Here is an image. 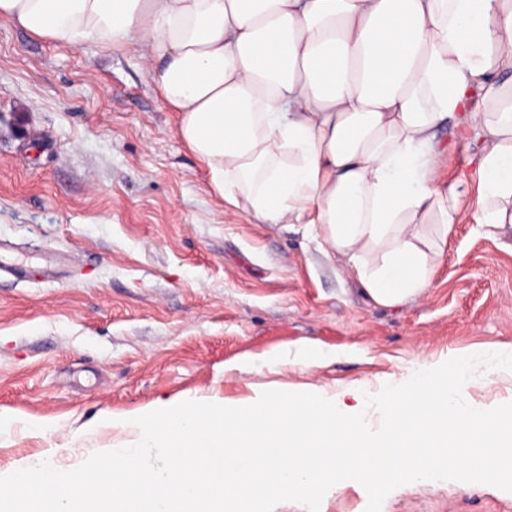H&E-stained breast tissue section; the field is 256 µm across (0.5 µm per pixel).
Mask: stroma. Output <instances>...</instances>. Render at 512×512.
I'll return each mask as SVG.
<instances>
[{
    "label": "stroma",
    "mask_w": 512,
    "mask_h": 512,
    "mask_svg": "<svg viewBox=\"0 0 512 512\" xmlns=\"http://www.w3.org/2000/svg\"><path fill=\"white\" fill-rule=\"evenodd\" d=\"M470 152L441 164L467 205ZM0 474L55 450L74 468L132 440L112 425L187 397L240 403L266 390L371 394L476 349L512 348V226L456 225L422 298L371 304L299 225L225 209L179 138L144 61L0 25ZM330 352L295 362L298 348ZM245 355L284 357L243 370ZM512 401V371L462 390ZM381 512H512V492L452 480L400 486Z\"/></svg>",
    "instance_id": "35a3bbf8"
}]
</instances>
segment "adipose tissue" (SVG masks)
Listing matches in <instances>:
<instances>
[{
  "instance_id": "obj_1",
  "label": "adipose tissue",
  "mask_w": 512,
  "mask_h": 512,
  "mask_svg": "<svg viewBox=\"0 0 512 512\" xmlns=\"http://www.w3.org/2000/svg\"><path fill=\"white\" fill-rule=\"evenodd\" d=\"M144 58L212 189L318 230L373 304L429 287L455 224L442 128L475 223L512 224V0H0V24ZM449 141H454L453 146L442 159L441 171L449 183H457L460 190L464 191V200L471 210L477 198L476 183L477 177L474 168L469 163L470 152L463 141L454 139L451 131L446 129L445 133Z\"/></svg>"
}]
</instances>
